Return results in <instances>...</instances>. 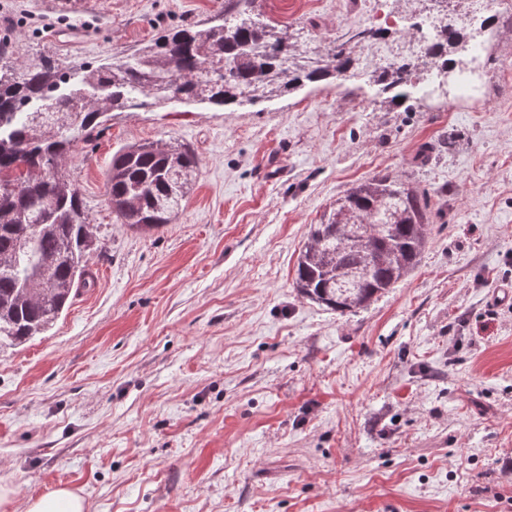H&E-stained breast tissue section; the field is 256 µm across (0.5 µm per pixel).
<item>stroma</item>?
Masks as SVG:
<instances>
[{"label": "stroma", "instance_id": "35a3bbf8", "mask_svg": "<svg viewBox=\"0 0 512 512\" xmlns=\"http://www.w3.org/2000/svg\"><path fill=\"white\" fill-rule=\"evenodd\" d=\"M0 0V51L76 69L224 0ZM337 38L375 0H258ZM488 101L387 111L367 76L223 110L113 114L65 162L99 249L51 329L0 349V484L90 512H512V31ZM176 142L199 167L172 224L106 202L119 149ZM379 173L426 192L412 274L340 316L294 287L310 225ZM26 512H87L88 504L83 495L73 489L60 487L54 491L29 498Z\"/></svg>", "mask_w": 512, "mask_h": 512}]
</instances>
